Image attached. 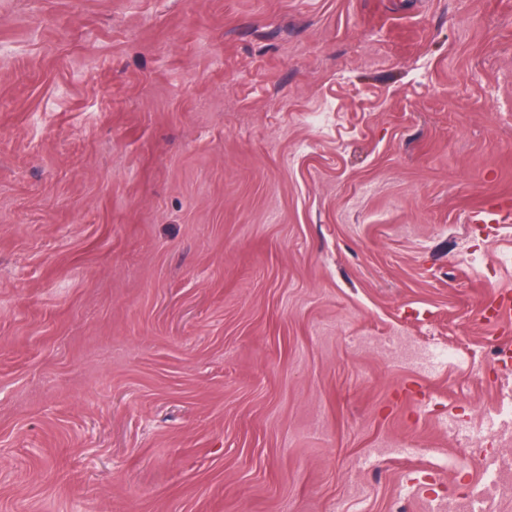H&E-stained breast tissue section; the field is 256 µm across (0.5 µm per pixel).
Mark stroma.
Wrapping results in <instances>:
<instances>
[{"instance_id": "35a3bbf8", "label": "stroma", "mask_w": 512, "mask_h": 512, "mask_svg": "<svg viewBox=\"0 0 512 512\" xmlns=\"http://www.w3.org/2000/svg\"><path fill=\"white\" fill-rule=\"evenodd\" d=\"M490 199L512 0H0V512H459Z\"/></svg>"}]
</instances>
